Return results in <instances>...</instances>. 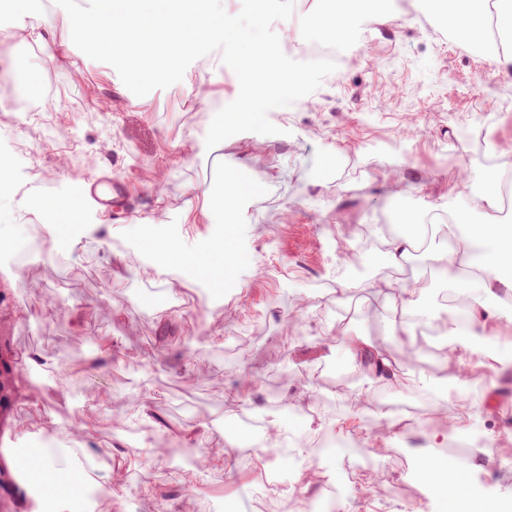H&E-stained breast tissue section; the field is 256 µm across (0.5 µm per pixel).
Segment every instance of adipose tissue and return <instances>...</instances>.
Instances as JSON below:
<instances>
[{
    "mask_svg": "<svg viewBox=\"0 0 512 512\" xmlns=\"http://www.w3.org/2000/svg\"><path fill=\"white\" fill-rule=\"evenodd\" d=\"M367 0H336L334 12L317 16L313 24L329 39L344 36L366 8ZM422 12L448 22L450 34L494 59L502 73L512 72V0H419ZM512 170L498 167L485 172L476 186L457 193L448 207V221L426 227L420 218L401 214L403 230L373 260L402 266L421 247L428 245L433 263L443 271L462 273V285L474 294L467 311V327L449 326L448 340L474 351H485L488 321L512 322V308L489 305L492 282L512 287V224L504 223L502 191ZM436 243L426 244L427 235ZM344 349L350 360L367 362L371 384H381L400 393L417 388L415 378L401 372L384 351L375 348L356 331L343 332ZM33 482L48 501V512H86L84 482L76 470L58 468L51 459L41 461Z\"/></svg>",
    "mask_w": 512,
    "mask_h": 512,
    "instance_id": "ef3b65f1",
    "label": "adipose tissue"
}]
</instances>
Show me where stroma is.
Segmentation results:
<instances>
[{"mask_svg": "<svg viewBox=\"0 0 512 512\" xmlns=\"http://www.w3.org/2000/svg\"><path fill=\"white\" fill-rule=\"evenodd\" d=\"M362 26L335 41L338 68L313 93L270 111L276 135L243 132L214 149L205 136L214 115L239 93L234 72L213 52L194 61L182 81L135 96L116 70L72 42L69 18L44 0H0V164L9 189L0 192V226L12 241L38 237L20 267L0 249V332L21 362L34 353L53 361L48 377L17 402L12 425L0 434V459L33 433L52 429L74 447L75 424L88 417L90 451H111L114 501L100 512H150L141 485L171 492L167 512H256L261 464L243 447V417L275 425L313 442L329 432L351 435V455L316 452L290 460L301 494L274 501L268 512H300L299 503L322 495V478L364 475L342 496L350 512H448L416 477L417 460L440 428V404L420 392L400 394L376 385L350 365L344 348L326 333L336 321L387 350L414 378L458 377L469 403L494 399L492 415L454 430L481 443L449 448L473 467L466 484L488 512L512 499V323L489 325L491 351L447 359L425 346L407 355L391 326L397 313L376 287L427 274L420 303L438 307L458 289L436 273L426 254L404 268L369 262L337 292L342 269L338 242L358 248L359 227L402 210L428 224L447 219L463 183L488 169L512 166V75L488 56L449 36L445 23L419 12L415 0H394V17ZM34 70L46 96L15 106L22 72ZM474 142L457 139L460 128ZM126 183L130 216L112 219L87 211L72 197L74 184L99 176ZM249 189L230 210L220 200L228 178ZM64 202L56 212L44 197ZM66 226L69 244L52 245V228ZM175 237L186 253L216 261L214 243L251 257L225 269L223 287L206 274L187 278L161 266L150 248ZM167 300L148 307L153 291ZM311 302L289 331L287 295ZM111 346V363L89 367L82 356ZM67 360L68 374L57 368ZM289 401L290 411L279 404ZM417 407L420 421L400 428L379 419L384 403ZM162 416L173 440L192 438L200 454L220 453L224 465L191 483L161 446L143 409ZM151 444L143 457L141 441Z\"/></svg>", "mask_w": 512, "mask_h": 512, "instance_id": "obj_1", "label": "stroma"}]
</instances>
